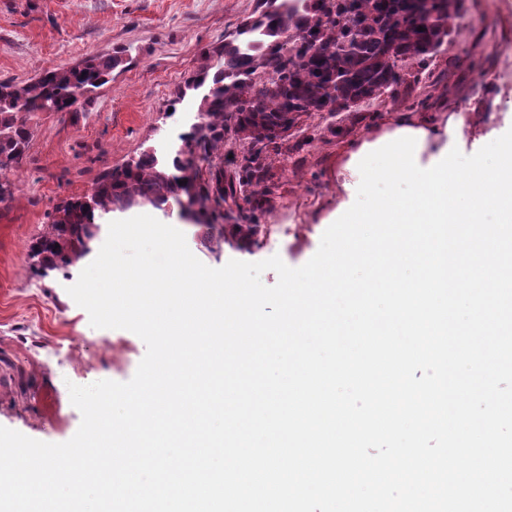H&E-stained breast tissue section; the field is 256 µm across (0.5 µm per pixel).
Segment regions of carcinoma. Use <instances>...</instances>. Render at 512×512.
I'll return each instance as SVG.
<instances>
[{"label":"carcinoma","mask_w":512,"mask_h":512,"mask_svg":"<svg viewBox=\"0 0 512 512\" xmlns=\"http://www.w3.org/2000/svg\"><path fill=\"white\" fill-rule=\"evenodd\" d=\"M414 0H257L254 11L224 42L201 52V66L185 79L172 104L202 92L194 121L180 134L174 155L147 150L98 176L91 193L69 199L51 214L50 230L32 246L49 270L74 266L91 251L97 219L114 211L151 206L159 209L190 188L194 223L210 229L232 219L224 204L235 189L248 192L252 210L272 194L273 174L262 154L277 144L256 139L242 163L224 174L225 134L265 132L297 113L296 119L331 105L346 110L353 99L395 94L402 62L420 67L444 46L449 17L463 0H431L419 12ZM423 30H418V27ZM350 43L352 47L344 48ZM122 63L117 54H97L83 63L40 70L21 85L0 83V176L20 168L31 131L29 115L48 108L66 113L112 80ZM208 162L202 178L197 160ZM252 224H235L219 236L236 250L256 244Z\"/></svg>","instance_id":"cac0c4a2"}]
</instances>
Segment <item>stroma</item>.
I'll use <instances>...</instances> for the list:
<instances>
[{
  "label": "stroma",
  "instance_id": "1",
  "mask_svg": "<svg viewBox=\"0 0 512 512\" xmlns=\"http://www.w3.org/2000/svg\"><path fill=\"white\" fill-rule=\"evenodd\" d=\"M256 0H0V82L21 84L38 71L67 67L125 49L112 80L70 113L42 112L21 168L8 173L0 202V426L62 443L81 414L60 387L58 359L69 356L84 384L129 381L146 352L123 329H96L67 292L81 271L41 272L30 255L48 230L54 207L82 197L103 170L147 148L167 156L179 146L197 97L170 100L197 70L201 50L250 15ZM449 39L426 68L404 65L395 98L372 100L353 112L312 113L295 136L265 162L276 189L257 214L262 231L248 251L216 241L200 227L190 247L212 268L236 259L280 256L293 268L318 250L321 215L336 208V172L355 137L380 130L396 112L482 113L499 122L512 110V0H466L448 20Z\"/></svg>",
  "mask_w": 512,
  "mask_h": 512
}]
</instances>
